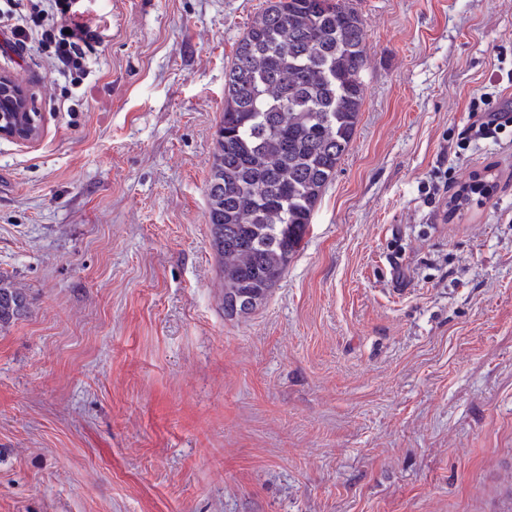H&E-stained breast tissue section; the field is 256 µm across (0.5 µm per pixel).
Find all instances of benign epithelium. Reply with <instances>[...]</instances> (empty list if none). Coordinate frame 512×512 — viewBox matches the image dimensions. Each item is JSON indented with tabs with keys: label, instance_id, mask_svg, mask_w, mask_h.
Returning <instances> with one entry per match:
<instances>
[{
	"label": "benign epithelium",
	"instance_id": "benign-epithelium-1",
	"mask_svg": "<svg viewBox=\"0 0 512 512\" xmlns=\"http://www.w3.org/2000/svg\"><path fill=\"white\" fill-rule=\"evenodd\" d=\"M0 93L10 97V112L14 113L9 121L0 114V139L20 145L35 143L41 134V118L33 94L6 74H0Z\"/></svg>",
	"mask_w": 512,
	"mask_h": 512
}]
</instances>
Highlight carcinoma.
I'll return each instance as SVG.
<instances>
[{"label":"carcinoma","instance_id":"obj_1","mask_svg":"<svg viewBox=\"0 0 512 512\" xmlns=\"http://www.w3.org/2000/svg\"><path fill=\"white\" fill-rule=\"evenodd\" d=\"M365 23L348 0H267L225 71L206 185L224 314L255 310L288 269L349 148L364 100ZM27 297L0 279V327Z\"/></svg>","mask_w":512,"mask_h":512}]
</instances>
